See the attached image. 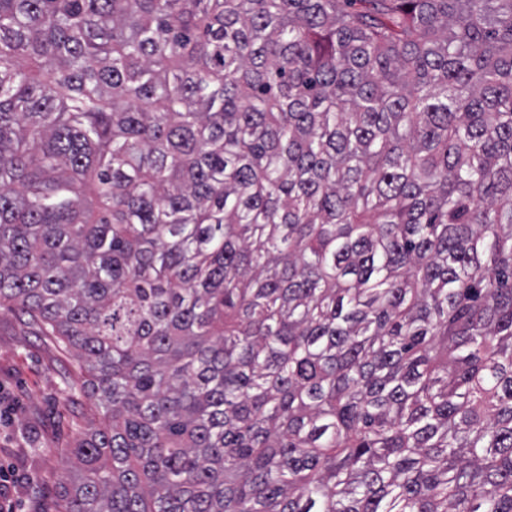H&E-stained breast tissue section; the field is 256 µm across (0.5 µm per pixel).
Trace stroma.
<instances>
[{
	"instance_id": "35a3bbf8",
	"label": "stroma",
	"mask_w": 512,
	"mask_h": 512,
	"mask_svg": "<svg viewBox=\"0 0 512 512\" xmlns=\"http://www.w3.org/2000/svg\"><path fill=\"white\" fill-rule=\"evenodd\" d=\"M80 378L62 344L0 310V395L18 403L11 421L0 425V463L27 476L13 495L18 512H63L68 451L98 424Z\"/></svg>"
}]
</instances>
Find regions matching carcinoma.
Instances as JSON below:
<instances>
[{
  "instance_id": "1",
  "label": "carcinoma",
  "mask_w": 512,
  "mask_h": 512,
  "mask_svg": "<svg viewBox=\"0 0 512 512\" xmlns=\"http://www.w3.org/2000/svg\"><path fill=\"white\" fill-rule=\"evenodd\" d=\"M2 308L64 512H512V0H0ZM63 348L0 309L1 393L18 401L10 423L0 427V463L28 478L12 495L21 512H63L68 451L80 433L98 426L79 388V365Z\"/></svg>"
}]
</instances>
